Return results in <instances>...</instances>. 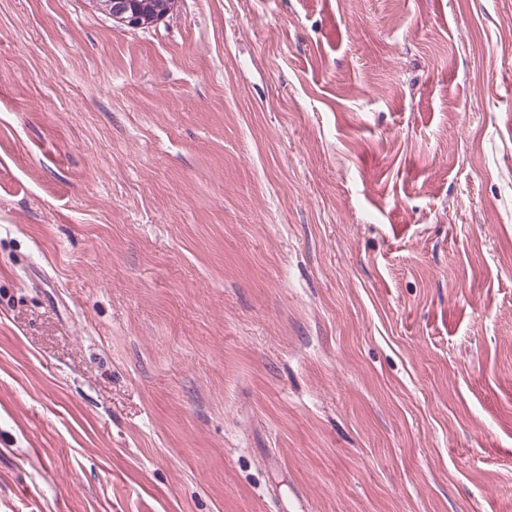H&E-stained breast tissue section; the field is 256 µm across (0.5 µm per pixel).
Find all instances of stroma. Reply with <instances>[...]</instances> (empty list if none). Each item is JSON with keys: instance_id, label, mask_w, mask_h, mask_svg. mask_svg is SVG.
I'll return each instance as SVG.
<instances>
[{"instance_id": "stroma-1", "label": "stroma", "mask_w": 512, "mask_h": 512, "mask_svg": "<svg viewBox=\"0 0 512 512\" xmlns=\"http://www.w3.org/2000/svg\"><path fill=\"white\" fill-rule=\"evenodd\" d=\"M0 512H512V0H0ZM98 9L112 18L113 22L132 29L156 24L169 13L159 15L158 10H156L154 18L149 19V8L143 4H134L130 0H106L102 5L98 6ZM147 18L148 22L144 24V20Z\"/></svg>"}]
</instances>
